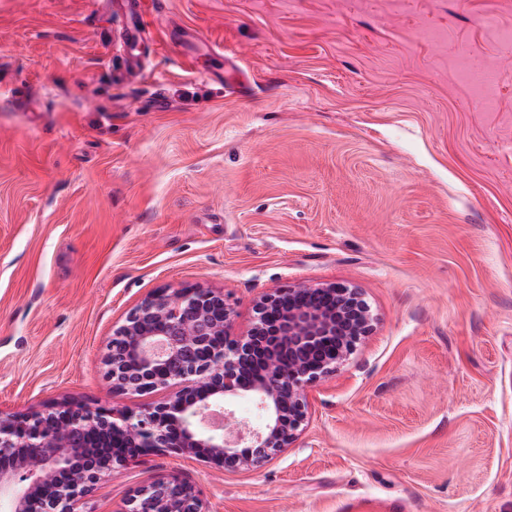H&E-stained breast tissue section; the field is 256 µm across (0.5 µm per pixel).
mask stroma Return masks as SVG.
Returning a JSON list of instances; mask_svg holds the SVG:
<instances>
[{"label": "stroma", "instance_id": "obj_1", "mask_svg": "<svg viewBox=\"0 0 512 512\" xmlns=\"http://www.w3.org/2000/svg\"><path fill=\"white\" fill-rule=\"evenodd\" d=\"M131 8L0 0V412L160 400L102 364L158 287L223 291L239 335L336 282L373 330L288 448L137 456L82 512L167 476L209 512H512V0H160L134 45ZM478 71V69L474 68L473 66H470L463 70L462 75L467 81L471 82L475 86H478L482 91V96L484 100L490 102L494 97L497 87L500 85L501 76L498 75L497 72L485 68L481 71H484L486 73V76L483 78H478Z\"/></svg>", "mask_w": 512, "mask_h": 512}]
</instances>
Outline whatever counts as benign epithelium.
Masks as SVG:
<instances>
[{
    "label": "benign epithelium",
    "instance_id": "7a95c632",
    "mask_svg": "<svg viewBox=\"0 0 512 512\" xmlns=\"http://www.w3.org/2000/svg\"><path fill=\"white\" fill-rule=\"evenodd\" d=\"M232 328L221 291H152L113 329L103 364L114 395L165 396L138 410L60 402L0 413V500L10 512H79L115 465L150 451L259 468L296 438L305 389L348 360L372 315L354 288L304 283L263 295L245 334ZM240 395L263 412L261 425L236 416ZM120 512L208 510L192 486L169 476L137 490Z\"/></svg>",
    "mask_w": 512,
    "mask_h": 512
}]
</instances>
